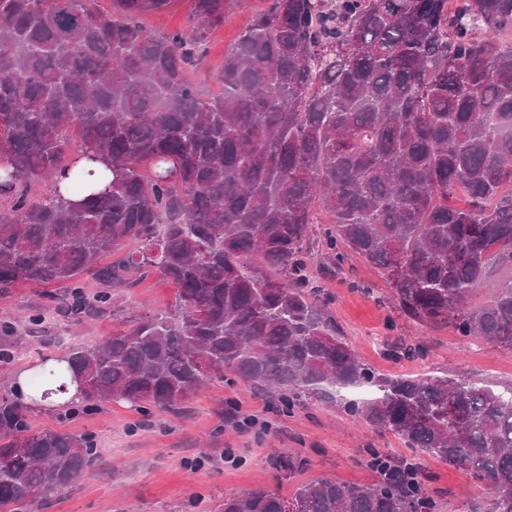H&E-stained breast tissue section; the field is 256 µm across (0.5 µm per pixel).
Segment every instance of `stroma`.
Here are the masks:
<instances>
[{"label": "stroma", "instance_id": "stroma-1", "mask_svg": "<svg viewBox=\"0 0 512 512\" xmlns=\"http://www.w3.org/2000/svg\"><path fill=\"white\" fill-rule=\"evenodd\" d=\"M266 5L267 0H233L223 26L208 31L206 63L195 75L203 94L219 92L216 73L225 49L248 17ZM320 268V261L309 264L332 316L359 359L378 375L410 376L430 369L496 390L512 387L511 351L485 341L472 344L447 326L398 320L381 270L360 256L350 255L332 277ZM118 294L112 311L99 319L56 321L38 340L25 333L11 337L14 359L0 366V396L11 393L15 377L35 369L41 359L95 346L140 318L173 310L178 300L177 287L154 268ZM38 308L50 311L54 305L42 288L27 283L0 299V311H8L19 325ZM402 344L425 345L428 354L394 359L391 349ZM29 421L37 432H86L96 443L92 465L40 512H216L225 498L260 486L288 499L313 479L368 485L377 478L368 449L383 448L397 456L407 452L393 434L348 413L342 400L307 396L293 411L283 412L267 392L218 380L171 413L144 415L126 403L109 402L74 419L59 410L30 413ZM288 456L305 460L292 475L280 467ZM421 464L444 493L442 512H469L478 499L469 473L429 457Z\"/></svg>", "mask_w": 512, "mask_h": 512}]
</instances>
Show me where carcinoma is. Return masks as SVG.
<instances>
[{"mask_svg":"<svg viewBox=\"0 0 512 512\" xmlns=\"http://www.w3.org/2000/svg\"><path fill=\"white\" fill-rule=\"evenodd\" d=\"M89 2L0 0V297L57 284L45 296L61 318L100 317L156 266L179 307L71 349L35 390L66 391L67 371L87 381L73 416L106 401L164 413L213 380L288 411L319 387L375 386L345 409L413 455L370 448V485L318 479L289 501L258 487L219 512H439L422 454L469 471L484 496L471 512H512V390L375 377L308 271L318 206L328 270L357 254L405 321L512 350V276L495 277L512 272V0H269L206 99L204 32L231 0H194L190 34L140 25L172 0H112L110 16ZM86 272L102 285L91 298ZM94 455L92 436L36 433L0 398V512H30Z\"/></svg>","mask_w":512,"mask_h":512,"instance_id":"obj_1","label":"carcinoma"}]
</instances>
